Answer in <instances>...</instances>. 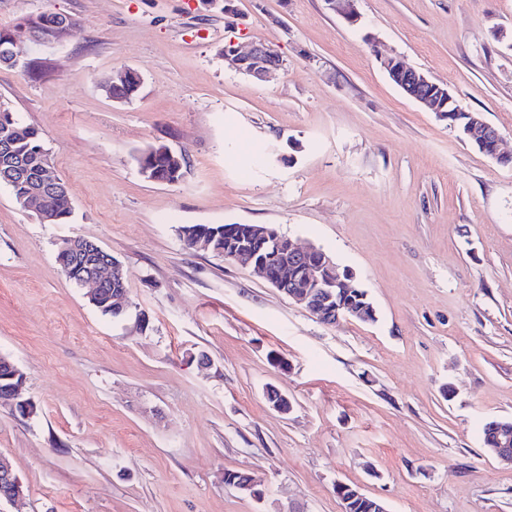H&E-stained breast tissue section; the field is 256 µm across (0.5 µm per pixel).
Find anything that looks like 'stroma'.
I'll use <instances>...</instances> for the list:
<instances>
[{
    "instance_id": "1",
    "label": "stroma",
    "mask_w": 512,
    "mask_h": 512,
    "mask_svg": "<svg viewBox=\"0 0 512 512\" xmlns=\"http://www.w3.org/2000/svg\"><path fill=\"white\" fill-rule=\"evenodd\" d=\"M0 0L32 75L0 96L38 128L71 217L0 187V356L26 375L0 456L26 488L0 512H341L337 484L389 512H512V465L482 428L512 419V163L407 97L380 58L445 84L512 153V0ZM79 21L33 44L23 18ZM283 60L258 82L228 41ZM136 71L138 99L102 82ZM185 159L175 183L138 156ZM189 224H261L323 250L376 319L321 322L252 269L188 252ZM84 236L127 275L126 317L65 276ZM274 387L289 413L266 398ZM249 473L257 501L224 482ZM162 150L169 149L164 145L154 146L140 154L137 158L139 168L151 167L154 169L141 168L140 170L141 174L150 181H168L167 178L164 180L160 179L161 175L155 171H160L163 175L167 174V171H170V159L167 156L168 153H163Z\"/></svg>"
}]
</instances>
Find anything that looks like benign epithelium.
Wrapping results in <instances>:
<instances>
[{
    "instance_id": "7a95c632",
    "label": "benign epithelium",
    "mask_w": 512,
    "mask_h": 512,
    "mask_svg": "<svg viewBox=\"0 0 512 512\" xmlns=\"http://www.w3.org/2000/svg\"><path fill=\"white\" fill-rule=\"evenodd\" d=\"M330 10L336 12L345 21L355 24L359 15L356 0H325ZM380 61L388 77L407 96L421 104L437 117H448V105L453 98L446 90L421 71L409 68L397 56H382ZM224 62L236 71L256 81L267 80L275 71L281 69L283 61L275 49L263 42L252 43L242 50L233 42L224 44ZM473 134L479 137L483 150L500 163H506L512 157L500 151L501 137L489 123L471 117ZM0 173L7 180L27 176L24 164L14 154L10 138L0 135ZM33 181L36 188L23 201V208L36 212L42 221L52 219L51 212L42 210L44 198L48 195L53 201L69 208L67 184L58 180L47 167ZM248 235L265 246V254L250 252L245 248H235L225 259L251 265L263 278L282 294L306 307L325 324H336L345 319L371 321L366 308L356 307L346 300L354 289L353 274L342 271L329 256L316 247L296 246L288 237L279 234L267 226H255L248 229ZM71 263L63 266L66 274L79 285H89V299L102 300L107 297L113 302L114 311L123 316L129 307L128 291L119 287L123 283V265L105 250L98 242L81 236L64 240L60 249ZM320 257L318 265L310 263V256ZM8 372L0 375V405L10 406L17 414L29 415L28 401L21 399V390L25 384L24 373L12 361L0 357V366ZM224 483L240 493L255 499L264 498L263 490L256 481H237L224 475ZM25 497L23 483L11 468L0 459V502H17Z\"/></svg>"
}]
</instances>
